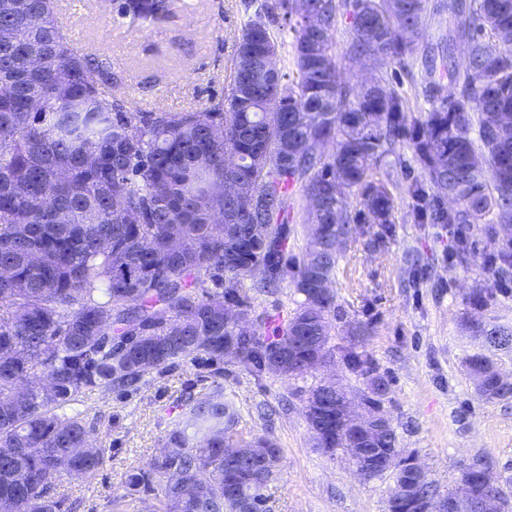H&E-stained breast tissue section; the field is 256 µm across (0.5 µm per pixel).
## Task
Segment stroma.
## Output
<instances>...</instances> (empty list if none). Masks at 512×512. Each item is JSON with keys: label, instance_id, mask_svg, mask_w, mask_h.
Returning <instances> with one entry per match:
<instances>
[{"label": "stroma", "instance_id": "1", "mask_svg": "<svg viewBox=\"0 0 512 512\" xmlns=\"http://www.w3.org/2000/svg\"><path fill=\"white\" fill-rule=\"evenodd\" d=\"M262 0H176L173 17L130 28L119 0H60L75 50L106 55L115 100L143 112L202 111L223 101L233 68L235 41ZM350 19L341 16L333 35L345 81L364 77L403 91L415 118L428 103L418 77L424 49H435L464 68L467 45L448 37V14L427 15L412 52L402 63L375 67L343 53ZM420 168L411 150L393 145L373 166V177L390 190L395 208L388 229L361 220L339 255L331 288V346L358 343L389 380L382 407L401 454L414 455L440 494L457 487L467 464L481 461L503 487L504 512H512V399L480 397L465 360L478 344L461 327L476 288L491 292L486 317L512 327V270L500 288L486 268L501 247L496 224L474 225L471 259L460 265L457 240L445 225L422 224L406 194ZM310 200L302 184L288 194V252L302 257L310 238L305 217ZM369 333L357 336L360 327ZM335 376L354 396L366 381L343 361L301 376L255 378L232 363L182 362L152 372L135 387L97 388L65 411L80 415L91 429L105 462L93 478L61 475L54 496L63 512H147L126 497L128 475L147 469L167 434L181 424L188 397L223 390L243 435H266L282 450L275 481L264 490L270 512H388L394 475H357L341 450L315 444L306 418L310 389Z\"/></svg>", "mask_w": 512, "mask_h": 512}]
</instances>
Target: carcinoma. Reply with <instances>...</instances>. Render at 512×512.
Wrapping results in <instances>:
<instances>
[{"instance_id": "obj_1", "label": "carcinoma", "mask_w": 512, "mask_h": 512, "mask_svg": "<svg viewBox=\"0 0 512 512\" xmlns=\"http://www.w3.org/2000/svg\"><path fill=\"white\" fill-rule=\"evenodd\" d=\"M348 9L351 40L345 55L383 66L414 46L428 0H269L242 29L224 101L204 111L137 112L112 99L110 63L70 48L58 0H0V501L19 512H61L51 495L65 470L85 478L103 466L80 417L57 413L95 388H128L151 371L180 361L232 363L256 378L270 353L288 345L300 327L320 337L296 352L293 370L329 347L336 242L347 243L364 214L390 224L394 200L372 176L386 147L407 137L422 178L407 187L418 214L431 224H456L460 241L485 218L512 225V0L444 5L454 34L468 43L464 70L437 73L425 55L420 84L429 103L408 124L404 94L379 82L371 87L341 77L333 33ZM131 23L157 22L172 0H125ZM296 14L293 85L248 83L244 67L275 46L269 24ZM448 80L444 88L442 79ZM334 144L329 158L310 145ZM241 161L243 185L261 200L247 223L269 228L224 240V153ZM303 181L318 207L306 223L318 228L302 259L288 256L284 220L288 185ZM359 197L351 216L340 187ZM293 274L303 300L283 320L257 313L241 294L250 279L271 290ZM255 313L248 332L224 324V304ZM467 329L486 347L509 349L512 330L474 314ZM343 362L367 380V397L382 404L388 383L366 352L350 346ZM477 392L512 398L494 360H467ZM48 376L52 393L44 394ZM310 403L307 419L316 444L334 451L336 394ZM224 395L189 399L183 426L173 430L149 464L127 486L132 498L154 496L152 512H240L246 501L266 502L249 468L224 456V446L261 448L264 437L233 430ZM396 448L393 427L371 444ZM159 477L154 486L152 476ZM505 502L491 475L472 487Z\"/></svg>"}]
</instances>
